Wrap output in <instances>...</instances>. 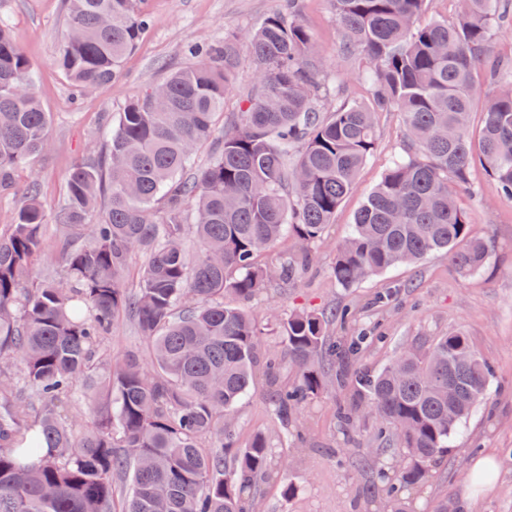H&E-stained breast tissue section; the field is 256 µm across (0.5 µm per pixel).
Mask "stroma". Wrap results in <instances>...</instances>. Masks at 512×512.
<instances>
[{"mask_svg": "<svg viewBox=\"0 0 512 512\" xmlns=\"http://www.w3.org/2000/svg\"><path fill=\"white\" fill-rule=\"evenodd\" d=\"M280 5L281 0H145L150 27L124 60L118 78L78 100L53 65L66 30L64 0H0V17L9 20L16 42L38 70L37 93L54 114L53 147L21 170L11 195L0 198V226L11 223L30 176L38 177L46 203L56 207L66 175L99 148L113 112L162 82L171 69L194 64L188 52L191 44L223 42L226 32L253 27ZM297 8L316 38L328 73L342 81L343 99L368 103L358 60L342 49L330 0H297ZM376 122V149L333 224L307 247V272L292 285L271 283L249 303L262 331L260 349L287 357L270 314L303 308L323 313L350 309V321L333 322L330 334L340 343L366 334V342L347 364L352 372L379 373L404 348L423 351L436 337L463 334L493 369L488 393L460 425L448 452L436 460L430 481L407 493L406 506L409 512H434L442 503L448 512H512V203L500 199L485 168L473 162L474 190L462 194L459 205L473 233L489 244L484 268L461 275L450 254L437 252L362 283L338 285L329 276L336 249L403 145L398 113H378ZM352 401L367 403L352 388L330 385L283 421L273 411L264 373L256 374L249 399L233 417L238 444L244 447L255 436H266L274 457L288 462L294 493L285 495L276 481L261 483L253 494V512H386L381 473L393 471L399 453L383 450L369 414L344 431L338 408ZM286 431L291 441H283ZM485 455L495 459L499 477L493 490L479 493L467 474L473 461Z\"/></svg>", "mask_w": 512, "mask_h": 512, "instance_id": "35a3bbf8", "label": "stroma"}]
</instances>
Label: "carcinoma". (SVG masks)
I'll return each instance as SVG.
<instances>
[{
	"label": "carcinoma",
	"mask_w": 512,
	"mask_h": 512,
	"mask_svg": "<svg viewBox=\"0 0 512 512\" xmlns=\"http://www.w3.org/2000/svg\"><path fill=\"white\" fill-rule=\"evenodd\" d=\"M455 22L416 20L428 0H331L346 54L359 58L372 103L340 101L296 0L258 26L194 49L200 64L172 71L112 115L99 152L70 171L65 198L48 213L37 180L0 232V512H247L257 482L294 487L265 437L235 448L227 424L253 383L261 335L247 309L274 280H296L306 254L276 266L260 257L286 235L318 240L354 188L376 144L375 114L398 112L405 144L337 248L330 275L348 287L435 252L459 272L489 255L457 203L478 159L512 202V60L492 42L512 0H459ZM67 29L54 58L80 96L112 82L145 34L142 0H66ZM246 48L257 80L239 120L221 129L224 92ZM485 64L487 98L471 134ZM52 115L32 65L0 19V194L51 147ZM215 138L214 157L188 171ZM53 223L63 277L36 281L33 267ZM190 226L196 249L184 243ZM144 258L138 288L122 274ZM131 318L150 349L102 352L116 316ZM329 317L293 310L276 319L299 381L277 389V416L325 388L322 359L341 365L336 383L369 397L368 412L402 449L388 487L429 480L457 426L484 399L492 369L461 334L427 352L401 351L375 375H352ZM91 406L85 426L61 411ZM130 477L116 510V479Z\"/></svg>",
	"instance_id": "1"
}]
</instances>
